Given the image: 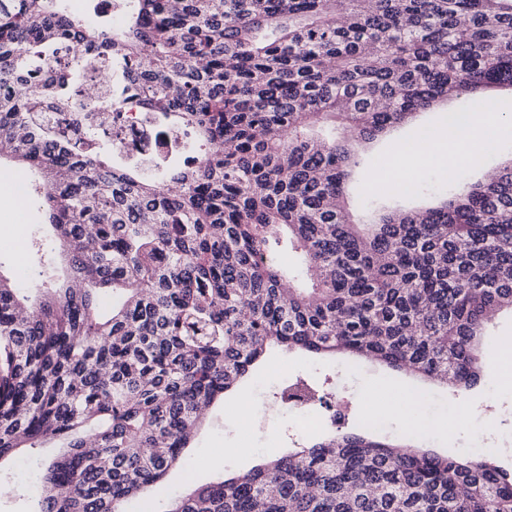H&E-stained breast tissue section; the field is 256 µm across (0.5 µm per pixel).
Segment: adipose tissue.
I'll list each match as a JSON object with an SVG mask.
<instances>
[{
  "label": "adipose tissue",
  "instance_id": "1",
  "mask_svg": "<svg viewBox=\"0 0 512 512\" xmlns=\"http://www.w3.org/2000/svg\"><path fill=\"white\" fill-rule=\"evenodd\" d=\"M480 110L487 113V120L481 122L471 115L463 121L454 118L449 120L445 136L421 131L412 140L400 144L385 166L384 183L397 190L405 189L424 169L434 166L456 169L474 159L477 144L496 143L498 124L489 118L495 106L488 102Z\"/></svg>",
  "mask_w": 512,
  "mask_h": 512
}]
</instances>
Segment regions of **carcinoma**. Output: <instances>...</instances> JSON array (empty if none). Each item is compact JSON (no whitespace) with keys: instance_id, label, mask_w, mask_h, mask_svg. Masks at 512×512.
Masks as SVG:
<instances>
[{"instance_id":"cac0c4a2","label":"carcinoma","mask_w":512,"mask_h":512,"mask_svg":"<svg viewBox=\"0 0 512 512\" xmlns=\"http://www.w3.org/2000/svg\"><path fill=\"white\" fill-rule=\"evenodd\" d=\"M64 2L0 0V160L37 173L67 270L41 262L35 301L0 273V459L63 448L37 512H128L271 345L477 384L512 310V158L363 220L346 184L356 145L512 89V0H112L117 31ZM78 46L186 132L162 169L107 147L95 84L52 64ZM329 122L341 136L315 134ZM166 512H512V470L339 431Z\"/></svg>"}]
</instances>
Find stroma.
<instances>
[{
	"label": "stroma",
	"instance_id": "1",
	"mask_svg": "<svg viewBox=\"0 0 512 512\" xmlns=\"http://www.w3.org/2000/svg\"><path fill=\"white\" fill-rule=\"evenodd\" d=\"M504 122L496 146L481 150L477 165H463L455 171L430 168L414 179L408 189L396 191L385 187L381 177L394 148L412 139L418 130L438 132L448 127V113L456 101L420 113L410 124L395 128L359 153L349 187V200L356 211H363L377 201L394 200L411 207H426L468 178L493 174L512 155V92H499L495 99ZM31 172L20 165H0V272L15 277L17 285L30 289L41 284L43 268L37 260L19 262L10 244L17 233L46 238L42 212L37 199H30L23 221H16L19 184L32 183ZM502 367L497 356H489L479 385L462 391L424 383L405 374L391 373L372 361L351 364L319 358H305L279 351L262 365L257 386L247 388L251 411L245 422H238L231 401L214 405L204 424L194 436L191 448L184 451V463L169 472L152 495L155 502L169 496L186 494L195 487L226 473L250 469L258 457H277L288 449L311 445L331 429V414L318 406L310 422H303L300 411L282 403L275 396L279 384L304 377L325 389L329 400L346 414V431L361 432L365 424L403 444L425 443L440 453L464 455L476 448L490 449L494 458L512 465V389L500 387ZM465 403L470 416H459L458 403ZM393 404V411L381 412L382 404ZM447 422L448 434L435 431L423 436L412 433L411 418ZM236 449L233 457L225 449ZM55 449L25 448L16 457L0 462V512H37L34 485Z\"/></svg>",
	"mask_w": 512,
	"mask_h": 512
}]
</instances>
